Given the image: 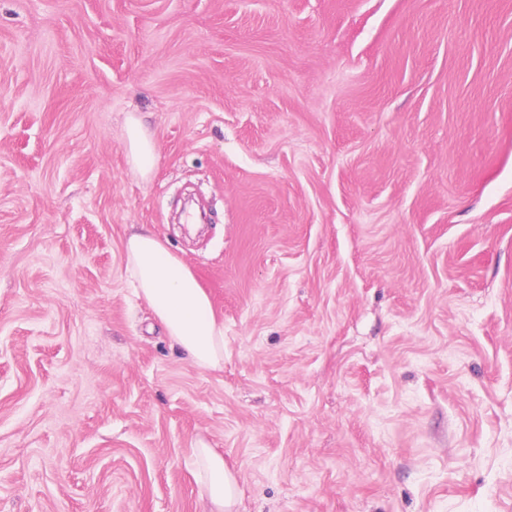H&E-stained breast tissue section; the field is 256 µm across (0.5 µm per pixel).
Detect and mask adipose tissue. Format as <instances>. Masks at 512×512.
<instances>
[{"label": "adipose tissue", "instance_id": "ef3b65f1", "mask_svg": "<svg viewBox=\"0 0 512 512\" xmlns=\"http://www.w3.org/2000/svg\"><path fill=\"white\" fill-rule=\"evenodd\" d=\"M125 150L133 172L153 174L158 153L136 115H129ZM126 273L137 299L144 301L173 346L199 367L218 370L224 364V323L196 274L151 228L139 226L125 242ZM201 487L212 512H232L237 485L224 459L213 449L197 450Z\"/></svg>", "mask_w": 512, "mask_h": 512}]
</instances>
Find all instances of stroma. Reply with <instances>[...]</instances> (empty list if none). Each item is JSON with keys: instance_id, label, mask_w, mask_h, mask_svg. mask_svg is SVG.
<instances>
[{"instance_id": "obj_1", "label": "stroma", "mask_w": 512, "mask_h": 512, "mask_svg": "<svg viewBox=\"0 0 512 512\" xmlns=\"http://www.w3.org/2000/svg\"><path fill=\"white\" fill-rule=\"evenodd\" d=\"M201 446L234 512H512V0H0V512H210ZM125 150L133 172L143 179L153 174L159 159L158 153L148 129L133 113L127 118ZM125 242L126 273L173 346L201 368L224 365V321L196 274L151 228L140 224ZM196 453L202 465V491L213 509L210 512H231L237 500V485L224 458L206 447L196 448Z\"/></svg>"}]
</instances>
